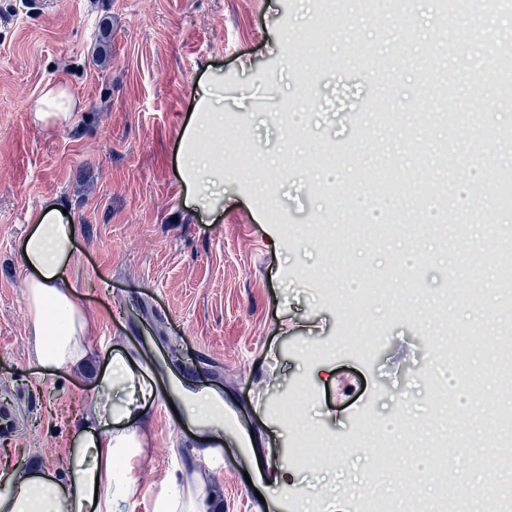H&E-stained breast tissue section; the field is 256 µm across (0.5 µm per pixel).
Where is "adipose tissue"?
I'll list each match as a JSON object with an SVG mask.
<instances>
[{"label": "adipose tissue", "mask_w": 512, "mask_h": 512, "mask_svg": "<svg viewBox=\"0 0 512 512\" xmlns=\"http://www.w3.org/2000/svg\"><path fill=\"white\" fill-rule=\"evenodd\" d=\"M223 100V87L201 85L200 119L181 134L183 180L197 201L224 182ZM75 106L66 85L52 84L33 106L32 119L54 130L70 122ZM29 220L18 253L26 273L34 362L43 377L52 379L79 371L97 354L105 364L94 376V397L87 411L70 423L64 468L9 472L12 489L0 494V512H130L131 474L145 445V414L161 398L172 401L179 420L194 427L202 448L197 465L167 475L156 512H210L213 499L205 488L209 471L223 456L222 395L192 389L179 378L158 388L150 377L149 361L116 351L111 343H94L95 318L79 303L76 287L65 274L78 260L76 226L65 223L50 201Z\"/></svg>", "instance_id": "1"}]
</instances>
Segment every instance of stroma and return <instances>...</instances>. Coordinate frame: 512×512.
Returning a JSON list of instances; mask_svg holds the SVG:
<instances>
[{"mask_svg":"<svg viewBox=\"0 0 512 512\" xmlns=\"http://www.w3.org/2000/svg\"><path fill=\"white\" fill-rule=\"evenodd\" d=\"M317 0H0V389L16 417L0 432V472L59 469L66 420L92 397L91 373L41 379L31 364L25 273L18 245L28 216L53 200L77 228L79 257L67 274L96 318L95 335L115 339L151 362L158 385L179 375L224 398V468L209 491L217 512H283L290 487L321 482L318 463L297 467L293 395L308 399L309 431L348 438L362 419L390 436L372 457H346L336 474L372 473L389 512H407L402 494L418 483L440 498L425 427L435 381L461 384L490 373L482 391L462 388L442 425L459 451L448 471L461 485L488 476L512 485V453L493 459L484 415L512 407V385L492 375L495 359L481 331L512 323V294L499 292L498 252L477 254L415 223L414 172L456 185L452 197L470 239L512 230V211L459 192L486 166L512 168V141L487 136L500 124L493 48L512 17L488 24L462 55L429 52L448 32L466 40L471 17L439 26L414 0L396 14L378 0L374 30L351 0L350 19ZM344 22L341 35L302 46L305 34ZM112 53L93 60L101 23ZM390 53L394 77L380 82L351 43ZM446 66L459 117L481 124L449 139L414 108L429 88L425 70ZM224 85V201L195 205L180 178L182 129L207 81ZM65 84L77 106L70 123L48 131L30 109L50 84ZM249 144L248 157L232 152ZM453 170L438 162L444 142ZM390 169L399 193L374 200L370 184ZM347 183L338 192L336 180ZM383 225L384 237L369 244ZM372 276L325 291L327 272L352 261ZM371 286L367 314L379 327L370 349L347 344L350 291ZM494 301H487V293ZM444 305L461 361L437 362L429 338ZM470 419L457 424L458 416ZM383 459L372 468V458ZM192 434L167 401L149 409L147 447L134 471V512H154L168 471L191 466ZM287 465L288 486L265 477Z\"/></svg>","mask_w":512,"mask_h":512,"instance_id":"1","label":"stroma"}]
</instances>
